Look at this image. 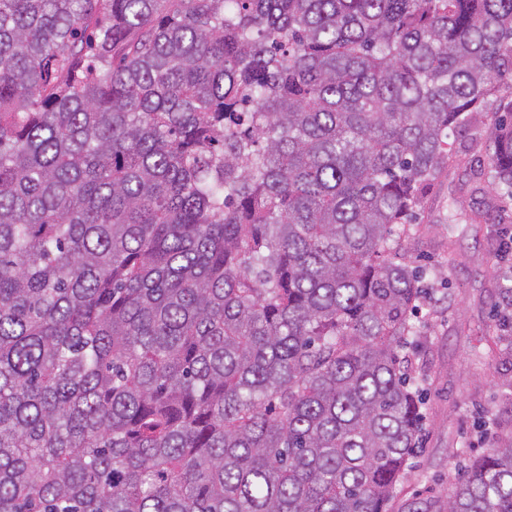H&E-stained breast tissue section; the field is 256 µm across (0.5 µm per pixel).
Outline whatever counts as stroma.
Returning <instances> with one entry per match:
<instances>
[{
  "label": "stroma",
  "instance_id": "35a3bbf8",
  "mask_svg": "<svg viewBox=\"0 0 512 512\" xmlns=\"http://www.w3.org/2000/svg\"><path fill=\"white\" fill-rule=\"evenodd\" d=\"M493 131L482 123L480 142L456 138L464 163L440 177L427 193L417 217L398 236L407 262L427 269L429 296L415 324L418 336L407 354L425 398L422 441L408 460L393 512H441L448 479L467 455L498 440L480 434V418H512V362L487 361L492 282H512V253L497 255L498 222L449 223V213L468 210V193L459 189L471 169L488 166L483 139Z\"/></svg>",
  "mask_w": 512,
  "mask_h": 512
}]
</instances>
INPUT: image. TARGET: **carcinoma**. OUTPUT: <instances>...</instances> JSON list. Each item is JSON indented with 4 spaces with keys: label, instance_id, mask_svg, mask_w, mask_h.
I'll list each match as a JSON object with an SVG mask.
<instances>
[{
    "label": "carcinoma",
    "instance_id": "cac0c4a2",
    "mask_svg": "<svg viewBox=\"0 0 512 512\" xmlns=\"http://www.w3.org/2000/svg\"><path fill=\"white\" fill-rule=\"evenodd\" d=\"M483 112L512 198V0H0V512H391L393 237ZM448 483L512 512V436Z\"/></svg>",
    "mask_w": 512,
    "mask_h": 512
}]
</instances>
